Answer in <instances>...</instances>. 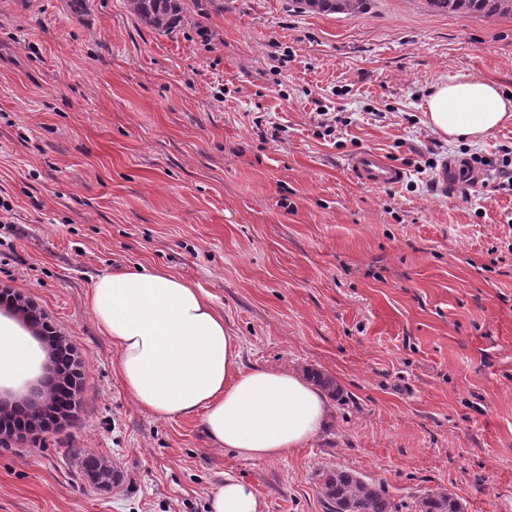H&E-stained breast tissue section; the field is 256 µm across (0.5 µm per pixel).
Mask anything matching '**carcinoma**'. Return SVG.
<instances>
[{
  "label": "carcinoma",
  "mask_w": 512,
  "mask_h": 512,
  "mask_svg": "<svg viewBox=\"0 0 512 512\" xmlns=\"http://www.w3.org/2000/svg\"><path fill=\"white\" fill-rule=\"evenodd\" d=\"M366 0H295L301 10L332 13L354 12ZM435 10L447 14L467 13L483 18L512 17V0H426ZM131 10L148 26L168 32L179 20L180 0H129ZM320 502L323 512H401L388 491L357 472L338 469L322 475ZM412 512H464L453 494L426 492L412 501Z\"/></svg>",
  "instance_id": "carcinoma-1"
}]
</instances>
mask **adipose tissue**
<instances>
[{
  "mask_svg": "<svg viewBox=\"0 0 512 512\" xmlns=\"http://www.w3.org/2000/svg\"><path fill=\"white\" fill-rule=\"evenodd\" d=\"M425 115L443 140L476 143L512 121V97L488 81L462 77L431 89ZM88 303L133 398L156 416L201 414L215 446L256 462L294 453L323 427V394L296 373L243 367L223 315L186 278L163 269L108 273L93 282ZM30 363L22 331L1 318L0 379L24 373ZM211 508L261 512L253 486L230 475Z\"/></svg>",
  "mask_w": 512,
  "mask_h": 512,
  "instance_id": "ef3b65f1",
  "label": "adipose tissue"
}]
</instances>
